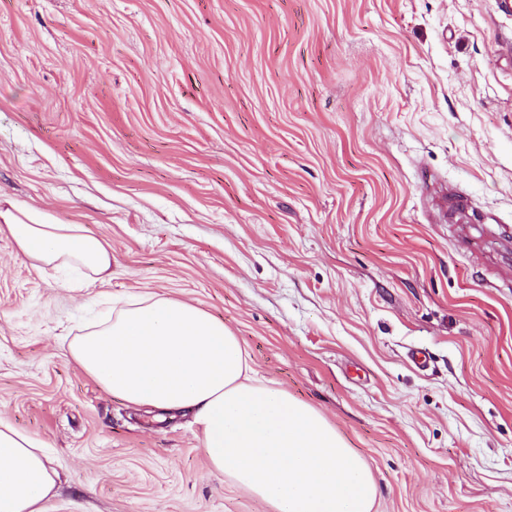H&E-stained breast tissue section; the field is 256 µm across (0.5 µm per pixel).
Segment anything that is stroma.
Listing matches in <instances>:
<instances>
[{"mask_svg": "<svg viewBox=\"0 0 512 512\" xmlns=\"http://www.w3.org/2000/svg\"><path fill=\"white\" fill-rule=\"evenodd\" d=\"M0 199L112 249L82 287L0 235L45 512H271L70 356L144 294L320 411L375 512H512V0H0Z\"/></svg>", "mask_w": 512, "mask_h": 512, "instance_id": "1", "label": "stroma"}]
</instances>
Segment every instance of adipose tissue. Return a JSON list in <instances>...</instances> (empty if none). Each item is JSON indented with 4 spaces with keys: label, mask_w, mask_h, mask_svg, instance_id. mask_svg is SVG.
Returning <instances> with one entry per match:
<instances>
[{
    "label": "adipose tissue",
    "mask_w": 512,
    "mask_h": 512,
    "mask_svg": "<svg viewBox=\"0 0 512 512\" xmlns=\"http://www.w3.org/2000/svg\"><path fill=\"white\" fill-rule=\"evenodd\" d=\"M0 231L36 267H76L90 284L111 273V248L82 225L11 203ZM69 353L113 396L191 411L212 468L273 512H373L366 463L320 412L251 377L237 336L196 305L134 298ZM55 475L39 443L0 420V512H44Z\"/></svg>",
    "instance_id": "adipose-tissue-1"
}]
</instances>
